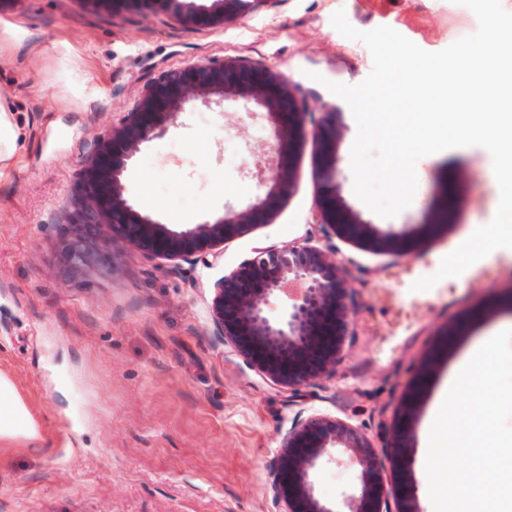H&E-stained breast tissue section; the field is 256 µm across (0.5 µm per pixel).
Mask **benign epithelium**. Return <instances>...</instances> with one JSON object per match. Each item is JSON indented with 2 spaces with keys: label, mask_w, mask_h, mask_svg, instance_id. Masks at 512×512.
Returning a JSON list of instances; mask_svg holds the SVG:
<instances>
[{
  "label": "benign epithelium",
  "mask_w": 512,
  "mask_h": 512,
  "mask_svg": "<svg viewBox=\"0 0 512 512\" xmlns=\"http://www.w3.org/2000/svg\"><path fill=\"white\" fill-rule=\"evenodd\" d=\"M108 16L112 5L164 9L187 28L223 26L245 16L262 0H86ZM242 101L249 116L265 115L270 136L265 152L276 163L256 162L258 193L244 210L227 208L200 224H166L138 211L125 196L124 172L141 148L178 124L201 101L218 106ZM306 112L288 81L273 69L237 58L197 60L163 71L142 91L135 107L97 137L82 166L69 215L62 254L71 268L97 262L104 251L127 245L145 256L206 264L224 243L267 224L295 182L291 163L305 134ZM336 108L315 127L322 139L317 223L374 250L407 254L413 242L382 233L343 196L339 167L341 126ZM286 297L281 314L266 311L269 298ZM212 336L233 347L264 378L284 389L309 384L336 366L350 330L345 280L340 262L305 240L283 249H263L213 286L209 307ZM272 483L281 512H421L416 485L408 473L411 446L396 454L392 482L369 440L350 423L316 415L293 424L282 438ZM342 458L358 471L359 482L338 500L316 495L315 474Z\"/></svg>",
  "instance_id": "7a95c632"
}]
</instances>
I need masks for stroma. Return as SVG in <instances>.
Wrapping results in <instances>:
<instances>
[{"label":"stroma","instance_id":"obj_1","mask_svg":"<svg viewBox=\"0 0 512 512\" xmlns=\"http://www.w3.org/2000/svg\"><path fill=\"white\" fill-rule=\"evenodd\" d=\"M361 31L389 26L428 52L474 33L455 0H265L236 22L189 29L169 14L111 19L85 0H16L0 13V84L25 140L0 178V372L41 437L0 445V512H278L271 490L283 436L313 414L357 427L389 461L406 390L416 391L409 440L422 512H433L427 426L457 365L512 328V266L448 287L447 304L417 316L398 355L380 360L378 333L397 308L378 303L391 270L413 268L448 241L469 238L498 207L490 153L449 149L418 161L412 204L384 232L414 239L406 256L339 237L314 214L320 146L306 138L294 188L271 223L225 243L204 265L113 248L73 270L61 256L69 202L100 132L130 111L165 69L240 58L286 76L308 122L342 100L326 81L370 73L367 46L332 25L337 9ZM268 123L241 105L198 106L145 145L124 174L125 194L167 224H197L241 209L257 192L245 169ZM309 241L344 262L351 334L334 374L296 389L263 378L214 341V283L262 249Z\"/></svg>","mask_w":512,"mask_h":512}]
</instances>
